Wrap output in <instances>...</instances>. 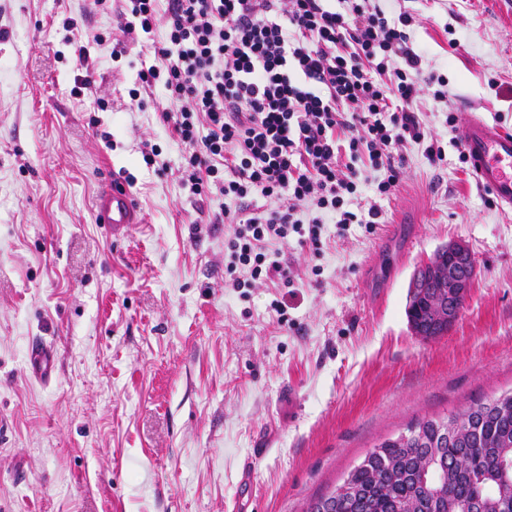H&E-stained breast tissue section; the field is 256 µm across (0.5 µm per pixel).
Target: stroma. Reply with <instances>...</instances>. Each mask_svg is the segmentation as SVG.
<instances>
[{"label":"stroma","mask_w":512,"mask_h":512,"mask_svg":"<svg viewBox=\"0 0 512 512\" xmlns=\"http://www.w3.org/2000/svg\"><path fill=\"white\" fill-rule=\"evenodd\" d=\"M382 5L413 16L423 68L448 79L447 101L415 104L446 160L408 145L380 200L381 172L362 166L373 231L324 216L320 256L282 249L294 287L243 296L224 285L228 226L207 221L239 202L183 181L161 87L131 103L148 35L131 42L90 0H0V512H305L380 439L512 389V210L459 161L448 124L466 101L512 131V0ZM81 46L93 83L75 96ZM115 175L143 215L122 239L94 216ZM451 241L475 281L426 340L408 285ZM36 339L53 354L45 381ZM31 362L35 375L40 378L48 377L52 368V359L51 352L49 351L47 344L43 341L37 340L33 342Z\"/></svg>","instance_id":"35a3bbf8"}]
</instances>
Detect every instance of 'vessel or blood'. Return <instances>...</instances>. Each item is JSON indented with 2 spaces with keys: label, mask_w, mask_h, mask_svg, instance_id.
<instances>
[{
  "label": "vessel or blood",
  "mask_w": 512,
  "mask_h": 512,
  "mask_svg": "<svg viewBox=\"0 0 512 512\" xmlns=\"http://www.w3.org/2000/svg\"><path fill=\"white\" fill-rule=\"evenodd\" d=\"M457 135L462 141L479 186L489 192L501 208H512V133L487 123L468 105L457 114ZM98 223L112 227V234H127L130 225L142 218L131 191L120 181L102 187L96 200ZM31 362L35 375L45 378L52 359L47 344H32Z\"/></svg>",
  "instance_id": "1"
}]
</instances>
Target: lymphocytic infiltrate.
Returning <instances> with one entry per match:
<instances>
[{
    "mask_svg": "<svg viewBox=\"0 0 512 512\" xmlns=\"http://www.w3.org/2000/svg\"><path fill=\"white\" fill-rule=\"evenodd\" d=\"M115 9L127 37L152 35L154 62L140 89L162 86L160 119L185 147L182 175L195 194L238 201L252 195L271 208L212 216L229 224L224 285L240 291L262 282L294 285L279 248L294 241L322 249V215L339 228L374 226L377 204L353 208L356 164L386 176L389 196L406 145L424 144L430 165L442 146L414 108L423 95L447 100L448 80L424 73L412 43L410 14L390 15L380 0H93ZM317 216L303 221L301 207Z\"/></svg>",
    "mask_w": 512,
    "mask_h": 512,
    "instance_id": "lymphocytic-infiltrate-1",
    "label": "lymphocytic infiltrate"
}]
</instances>
